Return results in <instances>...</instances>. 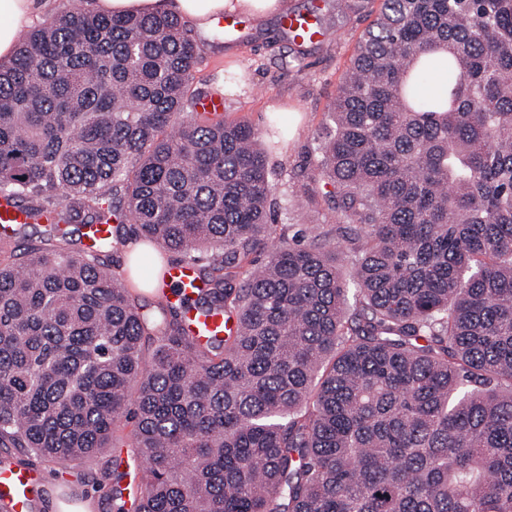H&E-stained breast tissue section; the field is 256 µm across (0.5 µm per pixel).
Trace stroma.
<instances>
[{
  "label": "stroma",
  "mask_w": 512,
  "mask_h": 512,
  "mask_svg": "<svg viewBox=\"0 0 512 512\" xmlns=\"http://www.w3.org/2000/svg\"><path fill=\"white\" fill-rule=\"evenodd\" d=\"M354 2L355 9L346 10L338 0H287V12L315 17L323 31L322 37L304 43L293 39L279 14L242 17L241 31L222 39L189 31L199 55L195 85L202 91L212 93L226 83L231 67L248 68L246 87L224 97V120L247 122L262 140L272 121L281 125L279 146L270 155L271 199L278 231L288 240L315 224L324 231L331 227L326 187H315L311 200L301 191L312 185L318 143L330 126L329 106L362 33L378 13L379 0ZM125 455V449L105 448L73 461L63 472L42 464L43 480L32 512H48L52 499L69 497L93 498L98 512H112L110 500L95 482L111 470L113 459Z\"/></svg>",
  "instance_id": "35a3bbf8"
}]
</instances>
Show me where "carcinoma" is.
Returning <instances> with one entry per match:
<instances>
[{
	"instance_id": "1",
	"label": "carcinoma",
	"mask_w": 512,
	"mask_h": 512,
	"mask_svg": "<svg viewBox=\"0 0 512 512\" xmlns=\"http://www.w3.org/2000/svg\"><path fill=\"white\" fill-rule=\"evenodd\" d=\"M197 64L176 16L84 0L0 64V196L30 219L0 238V448H127L112 512H512V0H381L320 146L334 231L259 264L271 166L197 110ZM49 214L51 240L133 228L6 252ZM136 243L139 282L165 250L206 288L138 305L102 258ZM191 309L237 327L193 342Z\"/></svg>"
}]
</instances>
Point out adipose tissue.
<instances>
[{
    "instance_id": "1",
    "label": "adipose tissue",
    "mask_w": 512,
    "mask_h": 512,
    "mask_svg": "<svg viewBox=\"0 0 512 512\" xmlns=\"http://www.w3.org/2000/svg\"><path fill=\"white\" fill-rule=\"evenodd\" d=\"M54 0H0V60H11L19 31L33 18L48 11ZM98 11L107 15L127 12L151 13L159 9L190 18L197 30L206 32L224 14L266 16L284 8V0H96Z\"/></svg>"
}]
</instances>
